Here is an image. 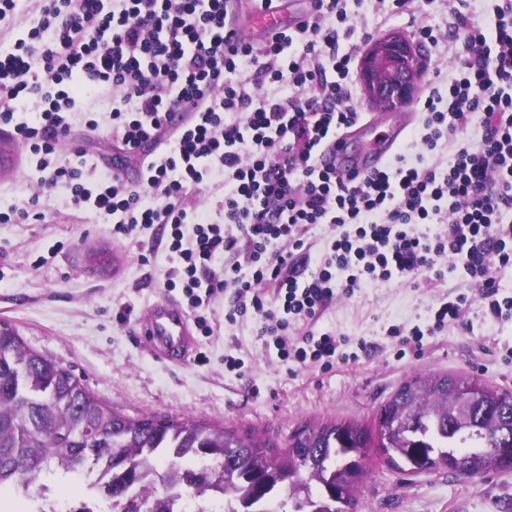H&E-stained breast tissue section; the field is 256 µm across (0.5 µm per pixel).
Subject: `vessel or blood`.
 Segmentation results:
<instances>
[{"label":"vessel or blood","instance_id":"obj_1","mask_svg":"<svg viewBox=\"0 0 512 512\" xmlns=\"http://www.w3.org/2000/svg\"><path fill=\"white\" fill-rule=\"evenodd\" d=\"M394 140L385 133H378L367 145L365 155L354 157L348 152L343 139H336L328 149L336 159V169L346 175L361 176L378 168ZM144 335L155 354L164 360L175 362L194 350L195 343L189 331L186 316L178 303L167 299L154 304L145 320Z\"/></svg>","mask_w":512,"mask_h":512}]
</instances>
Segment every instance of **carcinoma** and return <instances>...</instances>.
I'll return each instance as SVG.
<instances>
[{
	"label": "carcinoma",
	"instance_id": "obj_1",
	"mask_svg": "<svg viewBox=\"0 0 512 512\" xmlns=\"http://www.w3.org/2000/svg\"><path fill=\"white\" fill-rule=\"evenodd\" d=\"M454 382L471 379L432 373L402 384L377 438L356 423H307L276 454L252 432L118 413L0 321V489L26 496L53 466H87L109 477L112 512H165L169 497L215 492L235 494L224 512H351L372 448L409 474L512 470V393L479 382L463 407L448 401Z\"/></svg>",
	"mask_w": 512,
	"mask_h": 512
}]
</instances>
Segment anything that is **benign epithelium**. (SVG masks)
Returning a JSON list of instances; mask_svg holds the SVG:
<instances>
[{
	"mask_svg": "<svg viewBox=\"0 0 512 512\" xmlns=\"http://www.w3.org/2000/svg\"><path fill=\"white\" fill-rule=\"evenodd\" d=\"M421 71L416 45L401 34H390L374 40L364 50L360 81L370 103L388 112L411 101Z\"/></svg>",
	"mask_w": 512,
	"mask_h": 512,
	"instance_id": "obj_1",
	"label": "benign epithelium"
}]
</instances>
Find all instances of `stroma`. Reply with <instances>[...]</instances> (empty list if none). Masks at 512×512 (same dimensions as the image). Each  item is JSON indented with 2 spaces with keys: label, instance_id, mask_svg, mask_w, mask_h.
<instances>
[{
  "label": "stroma",
  "instance_id": "stroma-1",
  "mask_svg": "<svg viewBox=\"0 0 512 512\" xmlns=\"http://www.w3.org/2000/svg\"><path fill=\"white\" fill-rule=\"evenodd\" d=\"M356 27L376 36L400 33L417 41L424 70L420 87L436 71H448L467 47L456 32L457 20L446 0H409L402 13L362 0L349 4ZM431 25L444 35L439 45L421 40L418 31ZM355 103L364 120L389 129L407 120L419 128L418 102L381 112L368 102L362 84H355ZM109 96H80L70 114L68 140L97 162L98 170L136 180L139 161L128 155L107 124ZM96 113L98 130L85 125ZM9 174L0 175V211L25 206L34 191L27 155L16 148ZM46 217L27 224L0 223V321L13 324L31 348L72 370L99 400L137 418L146 415L200 421L212 426L252 430L286 448L292 433L308 421H347L376 429V415L393 393L419 373H453L512 392V362L502 349L512 346V325L485 323L481 303L465 314L469 329L448 327L429 340L421 355L396 359L398 344L387 337L392 325L426 321L438 298L466 285L461 271L444 280L379 283L353 296L339 297L317 326L351 339H365L372 348L358 362L335 364L327 372L267 355L255 335L256 325L217 322L212 336H197L196 358L172 364L151 354L139 336L149 305L163 297L147 281L140 256L145 244L113 238L109 225L71 210L64 188L42 199ZM132 304L129 322L115 319L117 309ZM244 359L245 377L224 368L225 354ZM358 512H512V471L485 477H460L444 470L409 475L370 453L357 492Z\"/></svg>",
  "mask_w": 512,
  "mask_h": 512
}]
</instances>
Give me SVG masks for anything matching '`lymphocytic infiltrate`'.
I'll use <instances>...</instances> for the list:
<instances>
[{
  "label": "lymphocytic infiltrate",
  "instance_id": "lymphocytic-infiltrate-1",
  "mask_svg": "<svg viewBox=\"0 0 512 512\" xmlns=\"http://www.w3.org/2000/svg\"><path fill=\"white\" fill-rule=\"evenodd\" d=\"M228 2L40 0L36 26L0 51V124L29 150L39 192L0 223L44 219L40 191L64 185L71 209L114 237L150 236V255L165 260L160 287L179 291L201 335L220 317L253 318L277 359L325 372L369 345L318 320L338 295L375 283L458 269L472 287L440 298L425 324L390 326L401 357L476 300L490 323L512 322L495 276L512 266V0H493L485 27L460 15L468 57L430 84L420 129L360 178L318 162L362 117L356 55L340 41L372 34L349 26L348 0H310L303 20L258 47L225 39ZM101 90L113 136L142 154L136 181L61 148L76 95ZM27 102L35 116L19 118ZM207 182L223 184V199L190 205ZM319 227L325 253L300 272Z\"/></svg>",
  "mask_w": 512,
  "mask_h": 512
}]
</instances>
